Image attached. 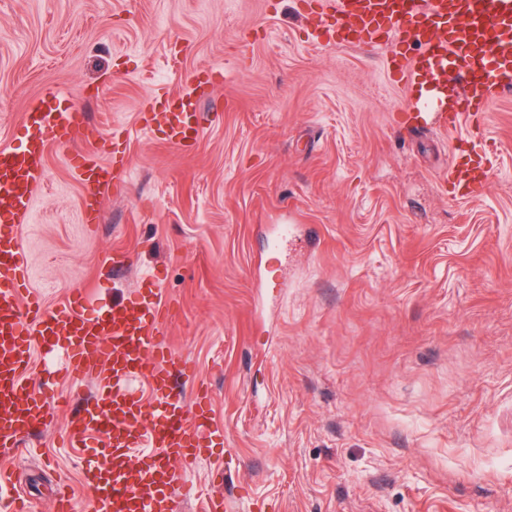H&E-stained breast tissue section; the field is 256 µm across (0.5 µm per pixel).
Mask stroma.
<instances>
[{
  "label": "stroma",
  "mask_w": 512,
  "mask_h": 512,
  "mask_svg": "<svg viewBox=\"0 0 512 512\" xmlns=\"http://www.w3.org/2000/svg\"><path fill=\"white\" fill-rule=\"evenodd\" d=\"M319 22L304 0H0V148L47 87L88 114L18 228L32 286L58 310L159 280L195 367L175 390L210 386L227 447L179 466L177 512H512V90L481 116L486 185L457 200L437 182L455 135L404 122L387 49ZM161 86L200 102L191 152L144 127ZM87 153L115 170L91 227ZM57 365L35 353L36 393L95 395ZM64 431L0 456L31 512L62 480L87 512L90 451Z\"/></svg>",
  "instance_id": "stroma-1"
}]
</instances>
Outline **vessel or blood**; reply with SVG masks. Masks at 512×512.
Segmentation results:
<instances>
[{
	"label": "vessel or blood",
	"instance_id": "obj_1",
	"mask_svg": "<svg viewBox=\"0 0 512 512\" xmlns=\"http://www.w3.org/2000/svg\"><path fill=\"white\" fill-rule=\"evenodd\" d=\"M329 9L338 34L346 41L372 46L390 44L395 82L415 90L431 124L442 133L468 125L465 153L479 173L464 193L488 177L484 145L472 125L503 88L512 86V0H315ZM417 44L410 56L399 45ZM150 112L146 129L161 132L181 151L196 146L201 127L198 103L187 93L166 92ZM85 114L51 88L45 100L24 115V147L0 150V450L18 449L23 436L56 420L57 405L29 389L32 355L65 357V373L93 375L97 396L85 402L66 423L72 447L99 433L100 458L112 470L104 476L99 458H88L86 475L94 493L89 512H174L176 464L195 461L223 445L209 392L185 407L173 392V377L191 363L173 357L160 320L163 294L159 283L142 278L133 299L87 314V293L70 292L66 309L53 312L27 288L28 260L15 228L26 223L42 176L48 143L76 133ZM79 181L102 189L113 180L109 166L95 157L76 168ZM148 381L154 400L144 404L131 383ZM146 449L144 459L133 451ZM10 512H28L24 494L14 492L0 471V503Z\"/></svg>",
	"mask_w": 512,
	"mask_h": 512
}]
</instances>
